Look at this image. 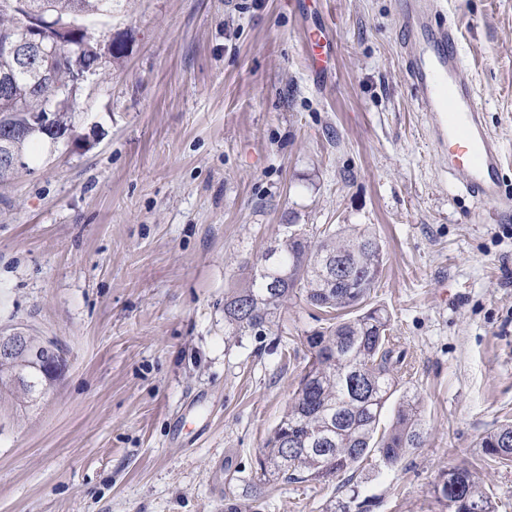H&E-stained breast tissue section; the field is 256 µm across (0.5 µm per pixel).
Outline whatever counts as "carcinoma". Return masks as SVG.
I'll use <instances>...</instances> for the list:
<instances>
[{"label":"carcinoma","instance_id":"carcinoma-1","mask_svg":"<svg viewBox=\"0 0 512 512\" xmlns=\"http://www.w3.org/2000/svg\"><path fill=\"white\" fill-rule=\"evenodd\" d=\"M47 28L64 23L81 26L98 15L112 13V0H28ZM14 0H0V38L19 34L23 21ZM54 64L58 82L71 68L94 59V46L76 48L75 35L59 36ZM58 96L55 85L36 84L34 71H18L8 89H0V129L27 124L46 111ZM77 99L49 112L50 127L74 135ZM384 267V252L368 224L325 227L313 244L301 233H290L253 267L246 284L224 301V321L231 335L245 336L273 323L277 311L293 297L327 316L328 326L305 332L309 360L280 423L259 458V480L325 481L375 457L385 466L398 463L408 449L422 444L416 396L400 398L396 421L379 432L388 401L397 392L391 318L366 302ZM43 373L26 367L20 383L0 374V394L16 404L32 406L40 399ZM480 447L492 457L512 461V423L482 437ZM460 486L453 499L441 493L448 482ZM434 492L450 512H496L480 481L465 468L442 471Z\"/></svg>","mask_w":512,"mask_h":512}]
</instances>
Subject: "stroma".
<instances>
[{
  "mask_svg": "<svg viewBox=\"0 0 512 512\" xmlns=\"http://www.w3.org/2000/svg\"><path fill=\"white\" fill-rule=\"evenodd\" d=\"M431 21L458 28L512 196V0H440ZM94 26L124 50L82 87L76 140L0 183V328L67 361L36 406L0 403V512H325L341 477H255L323 314L296 299L265 332L224 324L291 224H369L385 252L370 302L423 443L358 465L367 512H447L452 467L512 512V463L479 446L512 420V209L435 151L398 0H113Z\"/></svg>",
  "mask_w": 512,
  "mask_h": 512,
  "instance_id": "1",
  "label": "stroma"
}]
</instances>
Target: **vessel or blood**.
Returning <instances> with one entry per match:
<instances>
[{"instance_id": "vessel-or-blood-1", "label": "vessel or blood", "mask_w": 512, "mask_h": 512, "mask_svg": "<svg viewBox=\"0 0 512 512\" xmlns=\"http://www.w3.org/2000/svg\"><path fill=\"white\" fill-rule=\"evenodd\" d=\"M433 9L432 0L400 2L412 94L432 121L433 143L447 154L449 174L461 178L478 204H505L499 178L501 147L483 123L473 89L458 79V31L451 24H432Z\"/></svg>"}]
</instances>
